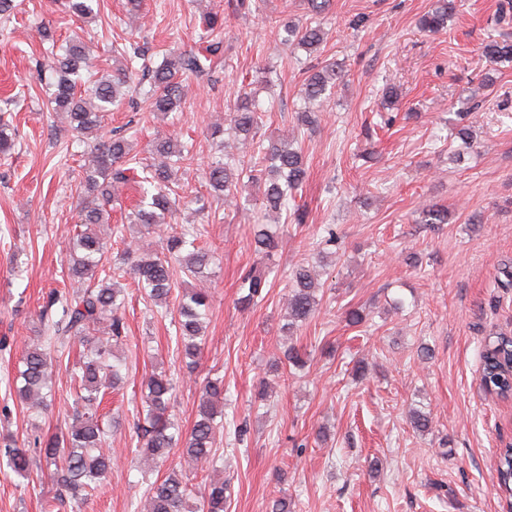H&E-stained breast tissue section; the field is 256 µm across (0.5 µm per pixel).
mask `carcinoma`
Segmentation results:
<instances>
[{
    "label": "carcinoma",
    "mask_w": 512,
    "mask_h": 512,
    "mask_svg": "<svg viewBox=\"0 0 512 512\" xmlns=\"http://www.w3.org/2000/svg\"><path fill=\"white\" fill-rule=\"evenodd\" d=\"M68 11L79 18L92 15V0H65ZM457 10L456 0H439L436 6L424 14L419 24L422 29L436 33L447 26L448 17ZM202 25L212 36L224 29V15L217 12L203 14ZM281 43L297 42L303 49L313 52L323 43L324 33L320 26L298 27L283 24ZM482 53L493 60L512 59V44L490 40L482 46ZM210 58L206 55L170 51L163 61L155 66L146 62L145 55L136 52L127 59L128 65L111 76L94 81V88L81 90L76 76L88 64L85 46L72 40L60 54H53L49 64L52 103L58 112L66 113L71 128L78 133L98 132L95 141L87 145L80 199L81 226L83 230L73 238V254L68 267L69 278L80 284V289L71 294L52 292L41 317L47 321L49 336L44 343L28 347L21 357L22 385L17 388L19 397L30 408L47 409V391L52 389L54 368L51 350L63 348L76 341L87 350L86 361L80 369L72 371L78 383V394L73 408L72 423L67 432L45 441L34 440L39 458L59 493L48 505V512H58L67 506L68 500L82 503L85 491L93 490L111 469L112 459L103 448L104 429L93 414L105 390L115 388L122 382L119 367L109 363L114 356L112 342L121 339L124 323L119 314L123 304V289L116 287L117 273L132 275L137 286L146 290L149 299L162 303L169 297L175 269L187 277L203 281L208 278L214 253L197 245L201 235L196 226L173 229L166 236L162 251L139 254L126 252L129 266L113 265L106 257L107 244L96 231L99 224H108L112 218V198L119 188L129 181L128 164L135 160L131 156L132 146L123 136L106 137L100 133L104 127L105 112L109 105L122 99L121 88L127 85V72L141 70L151 80L147 94L150 111L166 115L181 107L184 98L182 77L186 73H201L208 68ZM340 79L336 64L327 63L306 71L303 82V99L314 105L324 98L326 92L335 88ZM228 127L234 137L244 143L254 141L260 114L255 99L248 93L239 95L228 114ZM148 156L143 163L141 180L142 198L137 207L128 214L127 220L150 233L167 224L176 201L181 199L183 189L176 180L175 165H191L193 154L187 145L171 137H156L149 144ZM265 165L263 179L262 208L266 213L280 214L288 211L296 201L297 194L306 178L302 151L286 139H273L258 144V156L231 164L219 156L209 164L205 173L207 184L217 197L224 201H238L239 194L246 191L248 181H258L256 167ZM448 221V210L432 205L421 212L424 224H444ZM255 248L272 255L279 247V237L269 224H256L252 228ZM291 290L287 294L288 322L284 330L296 323L306 321L317 310L320 299L317 283L310 267L299 265L290 277ZM266 275L249 271L239 284L246 291L241 303L248 306L262 297L270 287ZM211 307V294L205 287L186 294L177 308V349L188 360L187 367L194 369L205 345L206 319ZM106 326L109 338L96 336L100 326ZM512 360V342L497 336L490 339L482 350V372L480 382L484 390L500 398L512 396V372L508 361ZM174 397L172 379L163 371L154 372L145 378L142 385V405L145 416L137 423L140 437V456L159 464L168 460L172 450H181L183 464L170 469L161 481L149 488L148 512H188L189 492L183 479L184 466L216 463L217 436L224 432V410L219 403L224 400V380L208 379L203 385L198 405L197 420L192 429L182 433L167 416ZM6 465L16 475L27 476L30 458L23 448L4 445ZM498 478L512 485V446L499 452ZM226 487L217 482L210 485L207 495L199 505L202 512H224Z\"/></svg>",
    "instance_id": "1"
}]
</instances>
